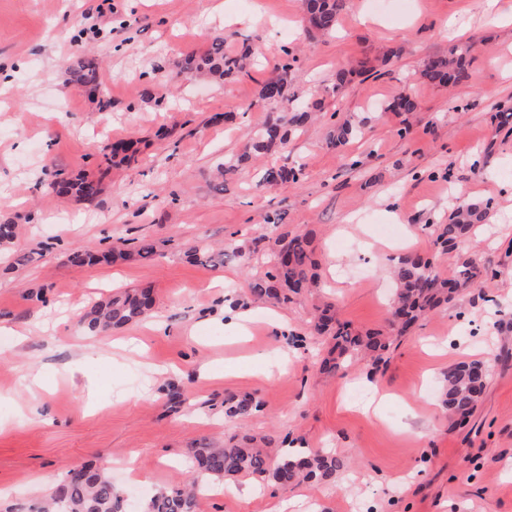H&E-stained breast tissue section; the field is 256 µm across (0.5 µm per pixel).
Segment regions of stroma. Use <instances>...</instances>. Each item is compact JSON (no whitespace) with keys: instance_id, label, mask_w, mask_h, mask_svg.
<instances>
[{"instance_id":"stroma-1","label":"stroma","mask_w":512,"mask_h":512,"mask_svg":"<svg viewBox=\"0 0 512 512\" xmlns=\"http://www.w3.org/2000/svg\"><path fill=\"white\" fill-rule=\"evenodd\" d=\"M486 0H346L336 31L308 37L303 0H0V221L17 226L0 249V512H29L70 468L111 462L123 496L183 485L189 450L201 441L267 435L271 455L328 449L345 466L331 483L266 486L210 496L200 512H512V134L498 130L500 103L512 105V16ZM229 52L250 46L261 66L226 84L188 81L186 59L214 39ZM474 42L464 80L433 85L424 59ZM297 58L289 101L314 119L287 151L259 158L218 191L217 164L237 152L270 107L259 97ZM98 64L97 95L72 79ZM337 87L336 71L359 64ZM417 104L407 115L400 95ZM372 117L345 147L325 144L332 120ZM407 135H400L402 125ZM139 143L136 163L107 168L106 146ZM300 164L297 184L268 186L273 163ZM100 178L91 201L56 195L52 172ZM491 202L486 224L442 252L434 229L448 223L450 193ZM313 238L321 287L284 306L252 305L236 324L242 284L263 271L230 258L223 267L190 262L198 241L235 250L265 231ZM151 237V261L72 264L73 249L111 250L117 240ZM37 252L28 265L14 253ZM417 253L453 275L474 256L498 275L463 290L419 321L388 366L370 373L354 359L346 377L320 372L327 347L309 334L319 297L335 298L355 330L388 327L398 258ZM148 288V318L111 332L124 342L77 356L78 317L124 289ZM306 335L296 343L273 320ZM491 360L479 409L461 426L441 403L450 367ZM41 372L31 394L23 370ZM187 400L170 408V389ZM250 394L260 412L225 418L224 399ZM48 411L34 422L26 407Z\"/></svg>"}]
</instances>
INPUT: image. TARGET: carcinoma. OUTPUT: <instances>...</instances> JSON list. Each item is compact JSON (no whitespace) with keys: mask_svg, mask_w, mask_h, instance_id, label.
<instances>
[{"mask_svg":"<svg viewBox=\"0 0 512 512\" xmlns=\"http://www.w3.org/2000/svg\"><path fill=\"white\" fill-rule=\"evenodd\" d=\"M344 0H305L309 30L315 35H329L335 27ZM472 47L456 46L446 57H434L424 62L421 75L436 85L456 83L464 77L467 57ZM283 75L265 82L260 97L269 104H278L288 99V81L284 73L293 69L294 56L285 53ZM250 57L248 51L230 55L224 51V41L216 40L201 57L187 63L186 69L197 76H206L216 81H228L241 73ZM76 81L90 91L99 88L96 66L87 62L75 72ZM311 119V113L297 108L291 115L269 116L259 127L246 132L242 151L224 159L218 167L222 177L221 187L239 168L251 160L283 150L291 138L303 131ZM364 134V127L345 121L328 131L327 145L340 147ZM137 149L132 141L114 144L110 153L104 155L106 162L130 163L135 160ZM304 170L300 166L286 163L266 167L262 180L269 186L295 184L301 180ZM59 195H73L84 200L94 199L100 192L99 182L82 177L76 179L57 178L49 184ZM486 209L459 200L447 224L441 225L435 244L443 251L453 250L464 242L478 223L485 220ZM262 249L267 258V269L255 279L249 288L255 301L287 303L293 297L317 286L319 263L312 246L310 233L283 232L276 237L261 235L251 241L246 251H235L239 258ZM160 255L156 241L143 237L131 250L112 249L97 255L89 250H75L70 261L77 264H92L130 258L154 259ZM188 257L205 265L224 264V251L215 250L206 244H195ZM492 271L480 265L474 258L463 259L451 278H443L433 262L421 256L405 255L393 269L397 290L391 305L389 330L368 331L361 334L349 323L336 317L333 305L327 303L318 309L312 329L318 336H327L334 341V352L321 361V367L330 372H339L347 367L348 360L361 351L371 354L372 365L385 364L393 349L396 337L404 335L427 313L450 304L460 289L485 279ZM154 298L148 289L116 293L95 303L79 318V328L89 336L106 335L143 319L152 309ZM489 371L480 362L464 363L448 369L443 404L448 419L453 421L457 413L469 417L476 410L479 396L486 388ZM259 408L252 398L231 396L224 400V416L243 419ZM269 445L266 438H245L236 443L216 447L209 442L192 449L196 474L183 487L161 490L149 497L142 512H197L201 494L202 476L215 480L231 481L239 476L250 478L258 485L274 482L288 487L308 481H333L343 468V462L330 453L310 451L296 454L286 453L272 458L263 451ZM35 512H127L125 500L112 478L92 466L75 467L68 470L62 483L52 495V502Z\"/></svg>","mask_w":512,"mask_h":512,"instance_id":"cac0c4a2","label":"carcinoma"}]
</instances>
